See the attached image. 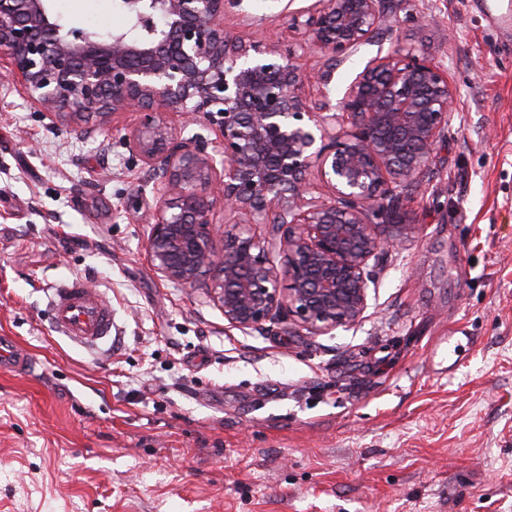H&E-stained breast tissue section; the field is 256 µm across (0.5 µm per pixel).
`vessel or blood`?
Instances as JSON below:
<instances>
[{"label": "vessel or blood", "instance_id": "b4317fda", "mask_svg": "<svg viewBox=\"0 0 512 512\" xmlns=\"http://www.w3.org/2000/svg\"><path fill=\"white\" fill-rule=\"evenodd\" d=\"M49 310L52 327L80 347H97L112 337V303L87 282L73 278L55 288ZM31 353L10 341H0V370L30 372Z\"/></svg>", "mask_w": 512, "mask_h": 512}]
</instances>
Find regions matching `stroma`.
<instances>
[{"instance_id":"obj_1","label":"stroma","mask_w":512,"mask_h":512,"mask_svg":"<svg viewBox=\"0 0 512 512\" xmlns=\"http://www.w3.org/2000/svg\"><path fill=\"white\" fill-rule=\"evenodd\" d=\"M309 0H240L233 40L288 49ZM108 33L112 0H50ZM402 46L458 89L435 165L392 221L356 326L228 328L207 279L161 280L146 251L152 174L138 120L40 112L0 61V512H512V29L477 0H386ZM83 277L112 303L108 343L51 329L47 298ZM467 334L454 376L436 341ZM35 360L31 353L16 344L0 339V370H9L18 373L31 371Z\"/></svg>"}]
</instances>
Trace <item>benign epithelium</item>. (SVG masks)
Wrapping results in <instances>:
<instances>
[{"label":"benign epithelium","instance_id":"benign-epithelium-1","mask_svg":"<svg viewBox=\"0 0 512 512\" xmlns=\"http://www.w3.org/2000/svg\"><path fill=\"white\" fill-rule=\"evenodd\" d=\"M118 2L140 24L162 19L160 32L65 31L48 0H0V56L44 112L139 114L126 145L154 172L153 271L183 288L209 277L224 320L241 331L288 322L316 335L362 321L376 285L370 261L413 230L389 223L391 212L407 206L448 137V72L398 44L384 0H314L300 11L296 47L331 60L310 73L293 49L228 39L224 11L237 0ZM387 40L391 50L336 97V65ZM172 115L218 138L185 137ZM313 171L331 190L325 201L306 199ZM217 192L237 217L222 232L210 219Z\"/></svg>","mask_w":512,"mask_h":512}]
</instances>
